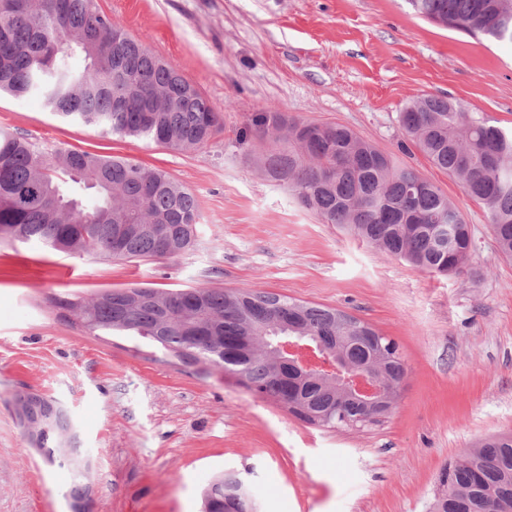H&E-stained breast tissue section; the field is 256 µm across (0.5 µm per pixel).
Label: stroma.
Wrapping results in <instances>:
<instances>
[{"label":"stroma","mask_w":512,"mask_h":512,"mask_svg":"<svg viewBox=\"0 0 512 512\" xmlns=\"http://www.w3.org/2000/svg\"><path fill=\"white\" fill-rule=\"evenodd\" d=\"M100 12L194 83L223 119L186 150L61 120L36 97L0 95V128L49 150L159 168L196 198L194 247L171 259L67 255L0 240V512H73V474L46 462L17 400L70 413L88 460L90 512H202L234 471L261 512H428L440 477L488 436L512 432V260L483 208L417 149L399 114L445 95L512 127V45L439 27L407 0H96ZM353 129L436 183L470 224L472 273L418 270L323 223L241 139L253 113ZM253 289L343 310L394 339L406 376L379 423L310 425L209 365L148 340L86 334L59 296L112 289Z\"/></svg>","instance_id":"35a3bbf8"}]
</instances>
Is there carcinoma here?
Wrapping results in <instances>:
<instances>
[{"mask_svg":"<svg viewBox=\"0 0 512 512\" xmlns=\"http://www.w3.org/2000/svg\"><path fill=\"white\" fill-rule=\"evenodd\" d=\"M412 9L471 36L512 44V0H408ZM79 57L83 67L72 66ZM0 92L35 96L60 118L177 150L207 142L220 128L208 99L183 76L102 14L95 0H0ZM400 123L411 143L482 205L498 254L512 259V129L466 112L444 96L409 100ZM244 134L270 142L256 161L265 178L289 188L326 224H335L417 269L435 275L470 270L475 243L458 207L433 182L363 140L347 126L256 112ZM92 190V203L80 192ZM195 196L167 172L87 151L41 150L0 129V227L18 242L37 241L68 254L114 259L175 257L196 241ZM453 225L450 243L438 231ZM95 334L147 339L189 364L218 357L247 387L291 391L324 418L336 407L368 414L375 397L355 394L345 374L326 369L289 374L280 356L249 344L263 331L324 345L350 357V371L399 382L402 361L389 348L360 342L376 336L343 310L257 290L198 286L132 287L87 302L58 297ZM68 418L45 419L40 447L48 463L63 457ZM239 475H218L203 493L204 512H224V494ZM448 492L433 512H512V433L489 437L448 467Z\"/></svg>","mask_w":512,"mask_h":512,"instance_id":"1","label":"carcinoma"}]
</instances>
